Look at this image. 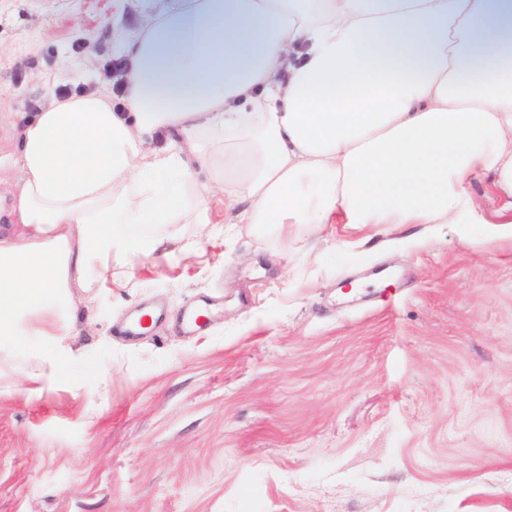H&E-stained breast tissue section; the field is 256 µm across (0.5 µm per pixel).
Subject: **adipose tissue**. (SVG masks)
Segmentation results:
<instances>
[{"mask_svg":"<svg viewBox=\"0 0 512 512\" xmlns=\"http://www.w3.org/2000/svg\"><path fill=\"white\" fill-rule=\"evenodd\" d=\"M121 112L92 91L25 116L0 235V349L82 372L60 314L113 268L216 234L459 224L512 199V0H165L124 44ZM208 171L199 182L193 168Z\"/></svg>","mask_w":512,"mask_h":512,"instance_id":"obj_1","label":"adipose tissue"}]
</instances>
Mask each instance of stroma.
<instances>
[{
    "label": "stroma",
    "instance_id": "stroma-1",
    "mask_svg": "<svg viewBox=\"0 0 512 512\" xmlns=\"http://www.w3.org/2000/svg\"><path fill=\"white\" fill-rule=\"evenodd\" d=\"M140 0H0V156L27 102L111 92ZM119 28L103 31L104 10ZM204 248L74 296L78 387L0 353V512H512V211ZM222 306L193 335L113 334L134 307Z\"/></svg>",
    "mask_w": 512,
    "mask_h": 512
}]
</instances>
